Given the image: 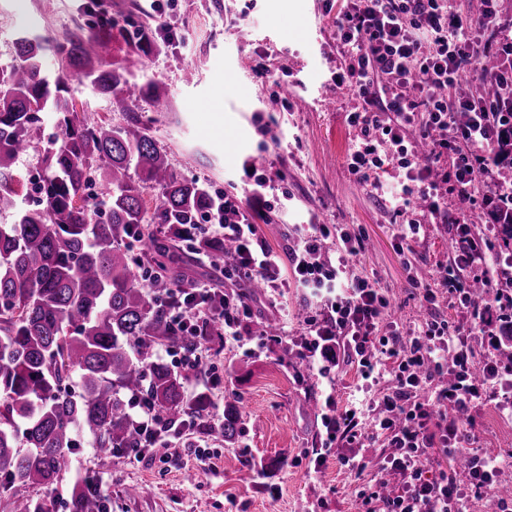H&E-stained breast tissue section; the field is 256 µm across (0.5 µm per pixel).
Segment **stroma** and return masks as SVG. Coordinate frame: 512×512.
Wrapping results in <instances>:
<instances>
[{
    "instance_id": "stroma-1",
    "label": "stroma",
    "mask_w": 512,
    "mask_h": 512,
    "mask_svg": "<svg viewBox=\"0 0 512 512\" xmlns=\"http://www.w3.org/2000/svg\"><path fill=\"white\" fill-rule=\"evenodd\" d=\"M88 0H0V66L16 59L22 34L51 33L64 38L82 21ZM118 20L130 21L126 36L115 37L114 56L143 82L167 93L154 112L149 101L134 114L154 117L153 135L171 168L209 191L241 193L243 160L258 171L284 173L269 198L275 206L261 235L278 253L294 248L301 224H338L364 237L353 258L352 276L376 282L389 297L391 323L404 333L418 332L433 316L457 321L447 301L436 310L422 302L448 262V227L421 225L417 237L402 241L401 220L386 192L405 171L384 159L370 172L381 192L360 183L347 166L358 132L345 115L352 102L337 87L343 58L334 21L338 0H101ZM162 37L148 67H140L130 39ZM246 301L253 316L246 328L287 324V346L270 345L245 355L235 342L206 355L223 381L209 387L206 370L190 373L187 397L206 394L215 415L236 403L240 416L231 441L185 432L169 448L145 458L102 456L90 445L73 455L64 483L50 497L53 512H67V487L96 479L109 512H360L358 493L384 478L393 451L383 440L361 448L334 446L318 472H310L312 448L321 428L322 387L313 374L295 366L296 336L315 313L309 299L289 288L284 303L272 307L262 293ZM336 401L346 407L378 397L391 385L361 382L356 364L336 368ZM477 437L468 449L492 448L507 461L495 484L512 485V411L498 399L485 400L476 416ZM366 463L362 475L349 472L345 458ZM137 495H128V488Z\"/></svg>"
}]
</instances>
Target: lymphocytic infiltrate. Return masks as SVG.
<instances>
[{"label": "lymphocytic infiltrate", "instance_id": "lymphocytic-infiltrate-1", "mask_svg": "<svg viewBox=\"0 0 512 512\" xmlns=\"http://www.w3.org/2000/svg\"><path fill=\"white\" fill-rule=\"evenodd\" d=\"M335 27L344 57L336 82L351 92L355 105L346 120L360 132L348 168L364 181L369 169L380 164L381 152L404 153L409 132L427 144L426 152L404 162L406 182L397 209L409 220L401 237L418 234L415 213L421 201L447 224L457 247L448 257L443 287L470 325L434 318L409 339L397 329L379 335L389 300L375 282L351 277L349 270L361 236L334 224H311L290 262H282L259 233L274 209L268 198L273 179L249 164L244 167L249 180L245 197L216 194L206 223L196 225L194 235L234 242L237 254L224 267L225 279L261 280L270 304L278 303L289 282L309 290L319 315L308 320L299 344L302 357L326 380L322 449L359 445L368 436L356 410L338 408L332 367L348 358L362 378L392 376L393 389L372 409L371 436L385 438L388 447L403 454L390 460L392 494L360 491L362 507L380 502L388 512H463L461 481L491 485L501 460L474 454L464 472L445 470L442 458L455 456L467 432L445 424L433 431L428 422L435 408L443 413L452 406L478 409L492 377L500 373L491 359L474 368L464 331H486L487 313L512 309V292L503 284V257L498 249L476 246L472 225L476 214L489 224L512 222V182L494 179L500 168L512 166V15L503 11L502 0H480L477 11L466 16L449 0H346ZM487 57L495 58L497 67L480 73L485 90L476 96L462 76L479 73V62ZM331 237L339 242L337 257L321 256L324 240ZM473 281L485 286L479 307L472 304ZM167 305L177 327L198 336L209 335L217 324L223 335L240 338V326L251 315L234 294L220 298L203 285L172 289ZM452 359L457 371L448 379L444 373ZM128 406L132 425L150 447H168L189 428L166 420L142 397L130 396ZM436 444L441 447L437 458L429 454Z\"/></svg>", "mask_w": 512, "mask_h": 512}]
</instances>
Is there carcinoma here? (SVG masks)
<instances>
[{"mask_svg": "<svg viewBox=\"0 0 512 512\" xmlns=\"http://www.w3.org/2000/svg\"><path fill=\"white\" fill-rule=\"evenodd\" d=\"M118 26L90 0L79 32L63 41L25 34L17 62L0 68V214H15L0 224V492L23 512H49L32 492H51L78 434L103 455L140 447L127 405L133 393L172 420L202 422L216 439L231 437L237 422L233 407L222 422L209 421L208 398H187L185 375L153 360L160 345L200 342L174 328L163 299L191 287L176 270L173 242L183 240V225L200 222L209 191L170 168L150 120L129 115L114 125L68 97L76 79L120 112L144 97L165 103L161 85L129 78L112 59ZM47 56L58 62L53 76L43 69ZM47 112L57 133L43 157L41 196L21 208L14 164L43 138ZM494 242L512 257V223L496 225ZM201 250L222 270L235 245ZM69 507L104 512L105 498L93 481H76Z\"/></svg>", "mask_w": 512, "mask_h": 512, "instance_id": "1", "label": "carcinoma"}]
</instances>
